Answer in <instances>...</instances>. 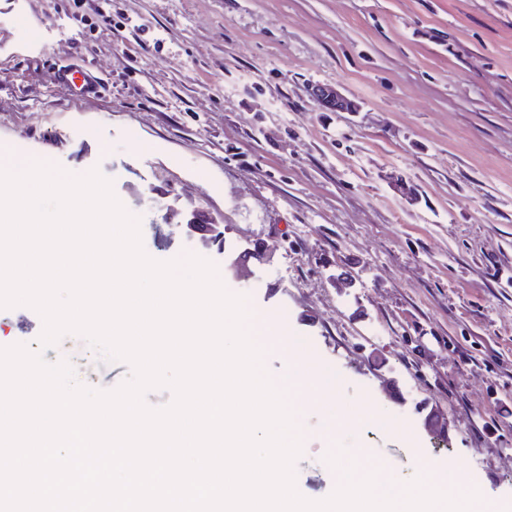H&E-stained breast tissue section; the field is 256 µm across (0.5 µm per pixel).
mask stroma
Instances as JSON below:
<instances>
[{
	"label": "stroma",
	"mask_w": 512,
	"mask_h": 512,
	"mask_svg": "<svg viewBox=\"0 0 512 512\" xmlns=\"http://www.w3.org/2000/svg\"><path fill=\"white\" fill-rule=\"evenodd\" d=\"M89 61L105 87L73 98L55 71ZM323 85L357 111L323 109ZM1 150L98 170L150 258L211 261L335 374L346 412L402 428L342 422L344 451L401 486L425 456L512 512V0H0ZM192 211L224 253L186 231ZM258 240L271 261L232 275ZM340 264L355 286L331 280ZM43 327L0 314V347L85 359L97 390L130 377L79 334L42 348ZM325 423L300 417L309 499L336 488ZM194 213V223L189 224V218H187L185 224H189V227L193 232L200 233L202 235H205L207 232H209V236H207V238L212 244L217 245V247L220 249L224 244V231L220 229V225L211 222L210 219L202 212L195 211Z\"/></svg>",
	"instance_id": "stroma-1"
}]
</instances>
